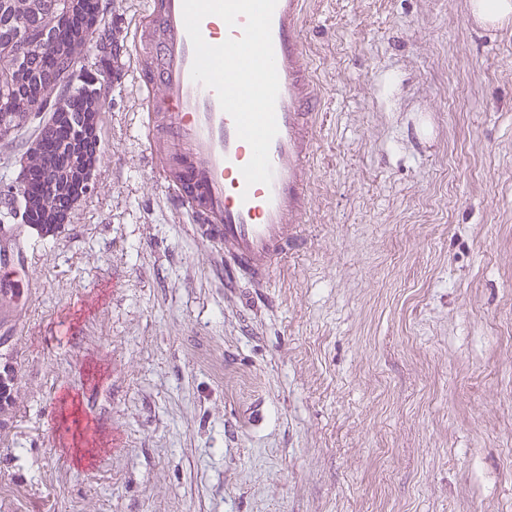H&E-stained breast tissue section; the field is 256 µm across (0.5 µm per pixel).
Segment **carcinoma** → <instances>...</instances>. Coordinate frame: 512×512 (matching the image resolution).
Listing matches in <instances>:
<instances>
[{
  "label": "carcinoma",
  "instance_id": "cac0c4a2",
  "mask_svg": "<svg viewBox=\"0 0 512 512\" xmlns=\"http://www.w3.org/2000/svg\"><path fill=\"white\" fill-rule=\"evenodd\" d=\"M98 6L99 0H7L3 10L10 17L38 15L45 28L57 32L56 54L58 59L66 60L85 46L84 19ZM19 53L17 40L0 42L1 138L45 108L48 93L44 87L57 80L52 62L21 63ZM73 100L72 114L60 118L53 127L39 129L42 147L25 151L29 168V182L25 187L29 223H16L0 213V226L9 225L16 241L24 246L32 236H42L45 229H59L55 217L61 203L81 189L83 156L74 149L78 138L75 127L86 130L97 126L102 98L79 89Z\"/></svg>",
  "mask_w": 512,
  "mask_h": 512
}]
</instances>
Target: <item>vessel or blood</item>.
Listing matches in <instances>:
<instances>
[{
  "instance_id": "vessel-or-blood-1",
  "label": "vessel or blood",
  "mask_w": 512,
  "mask_h": 512,
  "mask_svg": "<svg viewBox=\"0 0 512 512\" xmlns=\"http://www.w3.org/2000/svg\"><path fill=\"white\" fill-rule=\"evenodd\" d=\"M306 0H277L272 41L279 77L278 133L269 157L270 184L247 185L241 168L252 156L215 91L192 80L194 50L182 0H144L141 16L123 22V72L139 90V136L147 167L163 184L171 205L194 224L196 234L224 255V279L270 284L273 269L301 239L295 225L309 209L310 158L322 110L315 69L304 37ZM245 17L228 26L220 17L201 23L212 45L241 38ZM34 281L28 258L0 249V327L12 329L17 305Z\"/></svg>"
}]
</instances>
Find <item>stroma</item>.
Returning <instances> with one entry per match:
<instances>
[{"label":"stroma","mask_w":512,"mask_h":512,"mask_svg":"<svg viewBox=\"0 0 512 512\" xmlns=\"http://www.w3.org/2000/svg\"><path fill=\"white\" fill-rule=\"evenodd\" d=\"M305 38L306 245L265 288L225 285L107 80L94 185L0 343V512H512V18L309 0Z\"/></svg>","instance_id":"stroma-1"}]
</instances>
